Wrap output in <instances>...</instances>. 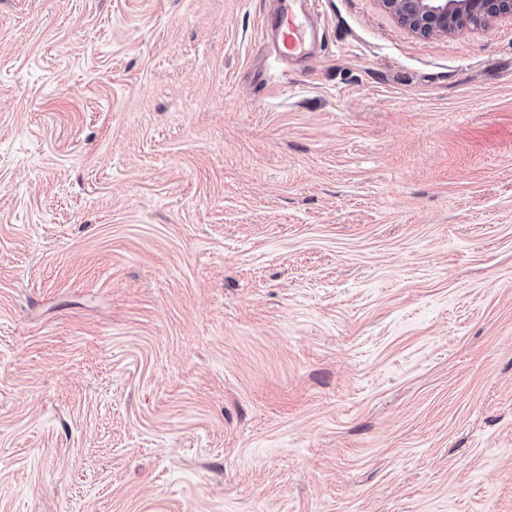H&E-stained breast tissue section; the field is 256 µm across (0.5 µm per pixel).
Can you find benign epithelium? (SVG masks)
I'll return each instance as SVG.
<instances>
[{"mask_svg":"<svg viewBox=\"0 0 512 512\" xmlns=\"http://www.w3.org/2000/svg\"><path fill=\"white\" fill-rule=\"evenodd\" d=\"M385 10L422 36L456 33L466 26L512 16V0H379Z\"/></svg>","mask_w":512,"mask_h":512,"instance_id":"7a95c632","label":"benign epithelium"}]
</instances>
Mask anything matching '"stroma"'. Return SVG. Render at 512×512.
<instances>
[{
	"label": "stroma",
	"instance_id": "obj_1",
	"mask_svg": "<svg viewBox=\"0 0 512 512\" xmlns=\"http://www.w3.org/2000/svg\"><path fill=\"white\" fill-rule=\"evenodd\" d=\"M0 0V512H512V16ZM273 27L278 33L276 55L284 61L302 56L308 46L323 41L320 0H278Z\"/></svg>",
	"mask_w": 512,
	"mask_h": 512
}]
</instances>
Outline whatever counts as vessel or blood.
<instances>
[{"label":"vessel or blood","instance_id":"b4317fda","mask_svg":"<svg viewBox=\"0 0 512 512\" xmlns=\"http://www.w3.org/2000/svg\"><path fill=\"white\" fill-rule=\"evenodd\" d=\"M273 26L278 33L276 55L284 60L302 56L322 39L320 0H278Z\"/></svg>","mask_w":512,"mask_h":512}]
</instances>
